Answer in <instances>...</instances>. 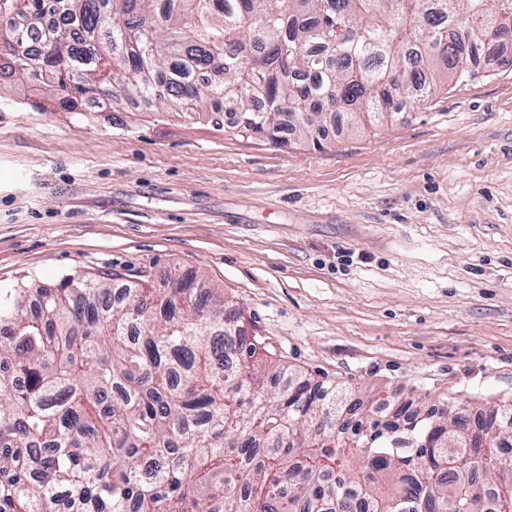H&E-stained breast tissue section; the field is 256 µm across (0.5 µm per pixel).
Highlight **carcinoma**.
Returning <instances> with one entry per match:
<instances>
[{"mask_svg":"<svg viewBox=\"0 0 512 512\" xmlns=\"http://www.w3.org/2000/svg\"><path fill=\"white\" fill-rule=\"evenodd\" d=\"M0 0L38 44L0 78L50 72L73 100H144L231 120L241 136L322 146L328 118L392 120L394 100L428 99L473 74L485 42L512 55V0ZM224 61L222 78L206 73ZM120 275H68L53 288L0 289V512H487L474 485L512 512V400L488 409L419 402L381 419L363 397L293 376L243 326L224 294L189 276L129 288ZM485 421V433L470 414Z\"/></svg>","mask_w":512,"mask_h":512,"instance_id":"cac0c4a2","label":"carcinoma"}]
</instances>
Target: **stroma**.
Returning <instances> with one entry per match:
<instances>
[{
    "label": "stroma",
    "mask_w": 512,
    "mask_h": 512,
    "mask_svg": "<svg viewBox=\"0 0 512 512\" xmlns=\"http://www.w3.org/2000/svg\"><path fill=\"white\" fill-rule=\"evenodd\" d=\"M323 149H277L144 101L60 108L0 81V288L196 275L250 335L362 396L512 398V66Z\"/></svg>",
    "instance_id": "35a3bbf8"
}]
</instances>
